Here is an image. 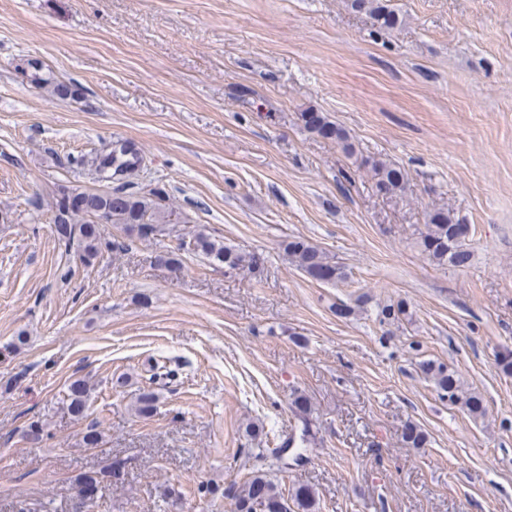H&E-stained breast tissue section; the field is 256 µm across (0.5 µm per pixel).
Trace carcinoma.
I'll return each mask as SVG.
<instances>
[{"instance_id": "cac0c4a2", "label": "carcinoma", "mask_w": 512, "mask_h": 512, "mask_svg": "<svg viewBox=\"0 0 512 512\" xmlns=\"http://www.w3.org/2000/svg\"><path fill=\"white\" fill-rule=\"evenodd\" d=\"M350 7L368 16L373 25L383 32H390L402 24L399 12L391 6L390 0H350ZM26 76L39 89L49 87L54 93L63 96L76 92L75 86L60 81L52 70L40 62H28ZM300 119L308 132L342 145L351 157L356 155L350 136L332 122L326 113L308 110L300 113ZM142 161L138 147L127 139H118L105 151L93 156L82 155L75 160L76 165L89 168L97 181L108 184L104 189L82 191L63 188L52 205L58 242L67 248L78 245L81 248L79 257L82 263L90 264L104 248H124L122 243L105 238L104 229L95 222V216L100 212L106 214L108 223L122 224L137 231L142 238L155 235L164 224L186 223L182 213L163 203L161 190L129 191ZM355 163L358 168L371 174L380 195H399L406 190L408 174L404 168L380 158H362L355 160ZM468 231V225L457 223L450 210L439 208L429 213L419 246L432 260L441 264L464 266L470 260V254L464 248ZM186 248L205 255L229 272L246 270L254 273L259 270V259L256 256H246L204 232L196 233L186 243ZM285 251L289 260L316 282L334 284L347 278L343 266L307 240L294 239L288 242ZM421 367L434 381L441 399L460 406L472 417L484 414L482 397L463 389L457 371L432 361L422 363ZM90 394L91 386L86 380L77 378L71 381L66 389L68 410L77 417L82 416ZM156 403V392L142 388L135 397V412L140 416L150 415L156 409ZM255 459L267 466V469L256 468L241 486L229 487L233 491L236 512H291L288 506L290 500L297 512H317L316 496L311 489L299 487L291 494V499L287 500L269 477V472L280 469L281 454H268L266 449L261 448ZM76 485L79 488H92L100 494L106 488L104 479L96 472L79 475Z\"/></svg>"}]
</instances>
